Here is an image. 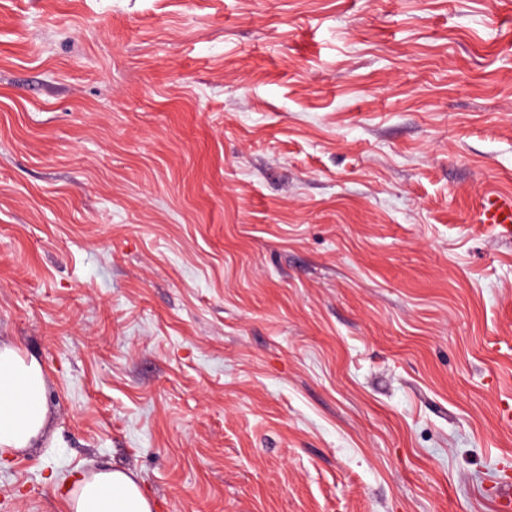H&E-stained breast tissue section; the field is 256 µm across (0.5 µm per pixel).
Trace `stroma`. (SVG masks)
<instances>
[{"label": "stroma", "mask_w": 512, "mask_h": 512, "mask_svg": "<svg viewBox=\"0 0 512 512\" xmlns=\"http://www.w3.org/2000/svg\"><path fill=\"white\" fill-rule=\"evenodd\" d=\"M512 0H0V512H498ZM504 215V219L500 216ZM472 220L476 224H488L504 234H512V195L485 193L479 197ZM46 382L34 355L0 345V453L32 448L46 425ZM65 505L67 512H153L137 476L113 467L73 480Z\"/></svg>", "instance_id": "1"}]
</instances>
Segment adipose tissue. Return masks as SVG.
Here are the masks:
<instances>
[{
	"label": "adipose tissue",
	"instance_id": "obj_1",
	"mask_svg": "<svg viewBox=\"0 0 512 512\" xmlns=\"http://www.w3.org/2000/svg\"><path fill=\"white\" fill-rule=\"evenodd\" d=\"M46 418L42 364L18 347L0 345V452L33 447ZM65 505L67 512H153L137 476L113 467L73 480Z\"/></svg>",
	"mask_w": 512,
	"mask_h": 512
}]
</instances>
